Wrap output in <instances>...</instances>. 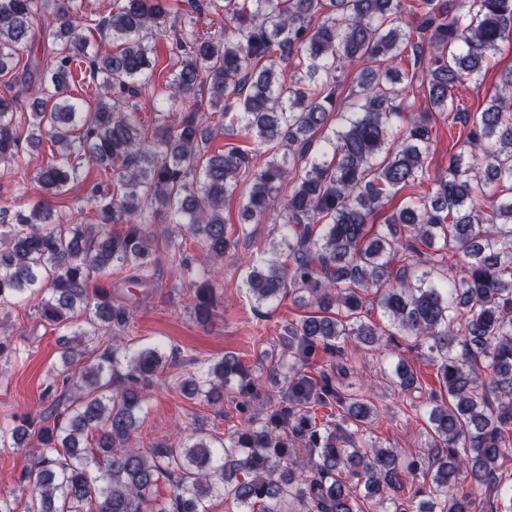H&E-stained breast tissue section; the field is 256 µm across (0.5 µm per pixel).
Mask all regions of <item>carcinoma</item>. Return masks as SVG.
<instances>
[{
  "instance_id": "obj_1",
  "label": "carcinoma",
  "mask_w": 512,
  "mask_h": 512,
  "mask_svg": "<svg viewBox=\"0 0 512 512\" xmlns=\"http://www.w3.org/2000/svg\"><path fill=\"white\" fill-rule=\"evenodd\" d=\"M82 4L0 0V76L13 80L0 95V166L19 170L22 144L47 142L57 161L33 180L48 195L64 192L82 167L109 177L86 185L88 224L84 211L66 221L47 201L27 213L0 208V307L37 296L40 318L66 332L44 392L49 406L0 426V444L36 449L19 489L0 495V512H209L216 496L233 498L239 512H363L362 498L377 512H472L469 494L455 491L462 475L488 491L482 512H512V475L501 470L512 455V70L492 104L463 119L469 155L481 162L461 152L435 178L426 164L427 112L448 111L454 88L478 78L489 54L512 40V0H113L105 17ZM406 13L417 19L407 29ZM205 14L224 16V28H198ZM40 28L47 47L39 57ZM92 31L112 40L111 52H88ZM166 31L172 73L150 128L128 104L156 84L151 42ZM407 50L409 72L399 68ZM340 62L364 63L346 112L333 110ZM81 68L100 81L88 108L70 93ZM418 78L428 95L416 116L405 101ZM200 91L222 112L224 135H244L257 149L207 152L199 109L186 107ZM21 98L23 127L15 121ZM242 183L248 220L266 217L286 193L280 240L267 264L245 272L249 296L258 309L287 295L310 308L280 336L282 396L256 411L254 400L242 401L246 423L224 439L192 436L147 454L135 432L170 359L167 345L119 355L112 340L132 328L135 299L115 302L89 284L128 269L125 285L146 286L155 258L143 221L161 216L190 226L219 275L230 248L224 203ZM405 187L416 192L387 232H372L371 218ZM486 195L483 210L476 200ZM459 263L462 277H438ZM192 286L205 323L216 285ZM372 307L398 334L427 343L448 396L419 407L428 488L401 501L388 491L402 489L401 473L418 463L358 436L375 404L294 367L319 346L341 358L352 341L375 348L387 330L368 320ZM90 352L96 362L75 372ZM196 364L180 382L186 396L221 412L225 390L253 394L235 357ZM390 380L404 393L419 383L404 358ZM318 407L342 413L319 423ZM163 481L173 492L159 499Z\"/></svg>"
}]
</instances>
